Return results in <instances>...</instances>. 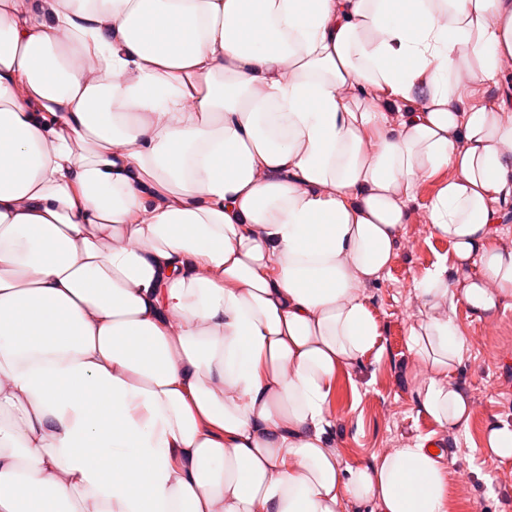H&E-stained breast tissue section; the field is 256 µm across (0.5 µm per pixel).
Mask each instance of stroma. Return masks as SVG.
<instances>
[{"label":"stroma","instance_id":"35a3bbf8","mask_svg":"<svg viewBox=\"0 0 512 512\" xmlns=\"http://www.w3.org/2000/svg\"><path fill=\"white\" fill-rule=\"evenodd\" d=\"M453 175L444 170L419 184L395 260L364 290L379 334L335 385L329 435L332 448L353 465L370 464L376 456L421 440L442 441L448 448L449 512H505V504H512V462L488 457L481 440L491 422H512V305L481 314L456 300L448 302L449 315L471 339L452 376L472 402L466 427L441 429L417 397L427 369L408 338L410 324L424 316L415 285L451 255L448 242L433 236L426 215L439 184Z\"/></svg>","mask_w":512,"mask_h":512}]
</instances>
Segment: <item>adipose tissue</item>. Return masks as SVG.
<instances>
[{
  "instance_id": "ef3b65f1",
  "label": "adipose tissue",
  "mask_w": 512,
  "mask_h": 512,
  "mask_svg": "<svg viewBox=\"0 0 512 512\" xmlns=\"http://www.w3.org/2000/svg\"><path fill=\"white\" fill-rule=\"evenodd\" d=\"M512 0H0V512H447L425 443L342 461L339 376L418 184L443 429L512 298ZM478 267L468 275V267ZM509 85L512 88V61L505 64L503 76L497 83H483L479 88V96L485 101H495L500 97L501 92Z\"/></svg>"
}]
</instances>
